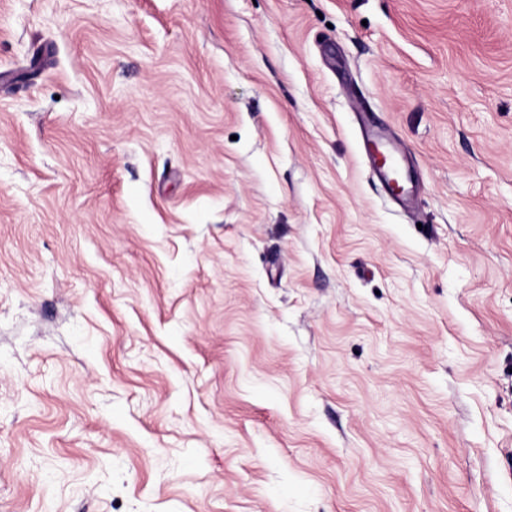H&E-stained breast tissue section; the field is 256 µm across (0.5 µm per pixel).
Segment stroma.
<instances>
[{
	"instance_id": "stroma-1",
	"label": "stroma",
	"mask_w": 512,
	"mask_h": 512,
	"mask_svg": "<svg viewBox=\"0 0 512 512\" xmlns=\"http://www.w3.org/2000/svg\"><path fill=\"white\" fill-rule=\"evenodd\" d=\"M0 512H512V0H0ZM369 142L373 176L378 179L388 194L396 198H404L407 196L409 188L406 187L404 179L398 176L400 165L394 151L383 136L377 135ZM375 150H379L383 154L382 163L378 160ZM395 176L399 178L400 189L398 191L392 186V180Z\"/></svg>"
}]
</instances>
